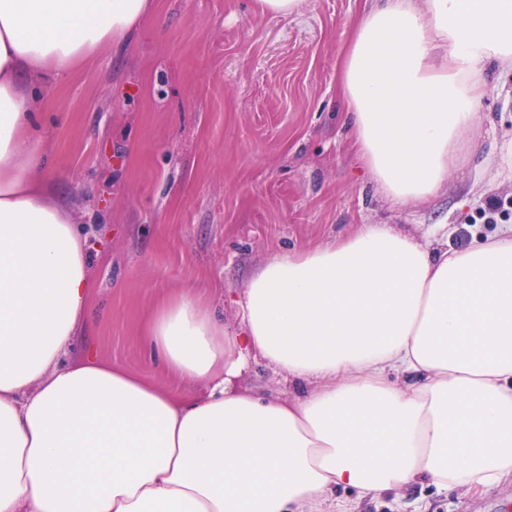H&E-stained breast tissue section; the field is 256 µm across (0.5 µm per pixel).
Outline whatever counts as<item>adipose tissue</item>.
<instances>
[{"instance_id": "ef3b65f1", "label": "adipose tissue", "mask_w": 512, "mask_h": 512, "mask_svg": "<svg viewBox=\"0 0 512 512\" xmlns=\"http://www.w3.org/2000/svg\"><path fill=\"white\" fill-rule=\"evenodd\" d=\"M154 0H0V512H322L337 491L512 479V224L448 245L365 224L251 276L242 333L193 290L142 339L159 388L95 356L86 238L44 160L41 91L128 43ZM512 72V0H375L339 57L350 136L394 204L435 198ZM262 360L311 392L236 379Z\"/></svg>"}]
</instances>
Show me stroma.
Masks as SVG:
<instances>
[{"mask_svg": "<svg viewBox=\"0 0 512 512\" xmlns=\"http://www.w3.org/2000/svg\"><path fill=\"white\" fill-rule=\"evenodd\" d=\"M125 47H104L44 92L41 176L87 234L96 355L147 369L145 315L185 289L217 306L229 335L253 270L364 224L417 236L451 227L468 246L512 224V175L475 167L512 141V75L478 106L470 162L451 167L432 201L396 206L350 146L338 55L364 0H305L297 13L256 0H156ZM244 392H297L262 362ZM352 512H512V481L480 495L426 484L352 498Z\"/></svg>", "mask_w": 512, "mask_h": 512, "instance_id": "35a3bbf8", "label": "stroma"}]
</instances>
